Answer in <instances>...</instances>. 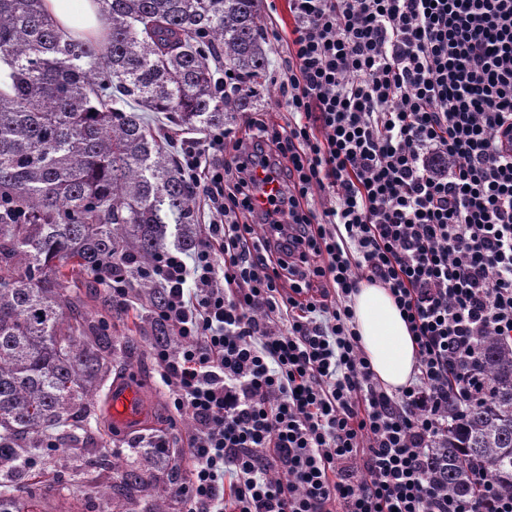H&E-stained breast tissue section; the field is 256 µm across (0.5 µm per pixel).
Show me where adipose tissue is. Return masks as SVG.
I'll return each instance as SVG.
<instances>
[{"mask_svg": "<svg viewBox=\"0 0 512 512\" xmlns=\"http://www.w3.org/2000/svg\"><path fill=\"white\" fill-rule=\"evenodd\" d=\"M61 32L97 30L102 21L96 0H43ZM360 344L378 380L387 389L404 386L417 365V347L388 290L363 283L353 298Z\"/></svg>", "mask_w": 512, "mask_h": 512, "instance_id": "obj_1", "label": "adipose tissue"}]
</instances>
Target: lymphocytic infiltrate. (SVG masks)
Segmentation results:
<instances>
[{"label": "lymphocytic infiltrate", "mask_w": 512, "mask_h": 512, "mask_svg": "<svg viewBox=\"0 0 512 512\" xmlns=\"http://www.w3.org/2000/svg\"><path fill=\"white\" fill-rule=\"evenodd\" d=\"M289 10L291 122L185 139L212 219L149 271L160 378L194 425L183 512H512L480 465L466 499L430 467L488 395L481 338L512 343V0ZM259 170L281 186L260 212ZM364 281L417 346L394 391L355 331Z\"/></svg>", "instance_id": "f902f5d3"}]
</instances>
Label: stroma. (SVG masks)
<instances>
[{
	"label": "stroma",
	"mask_w": 512,
	"mask_h": 512,
	"mask_svg": "<svg viewBox=\"0 0 512 512\" xmlns=\"http://www.w3.org/2000/svg\"><path fill=\"white\" fill-rule=\"evenodd\" d=\"M261 31L267 49L265 74L257 83L254 97L244 106L248 112L267 113L271 123L283 125L288 111L278 104V79L285 70L288 56V33L292 20L286 0H261ZM72 307L90 323L104 322L117 350L111 358L110 383H132L143 393V418L132 426H114L108 412L109 389H102L95 400L98 420L90 441L100 451L102 465L88 469L87 479L74 476L76 461L70 453H53L36 458L33 472L39 480L28 481V497L37 512H104L106 503L99 491L111 488L112 456H130L132 449L150 447L154 437L166 438L169 454L156 462L148 479L150 483L175 489L185 480L183 451L193 424L189 418L173 419L166 386L162 383L152 355V344L159 334L151 314L140 302L128 309L112 306V293L106 281L93 276L76 277L70 290Z\"/></svg>",
	"instance_id": "stroma-1"
}]
</instances>
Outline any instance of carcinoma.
Listing matches in <instances>:
<instances>
[{"instance_id":"obj_1","label":"carcinoma","mask_w":512,"mask_h":512,"mask_svg":"<svg viewBox=\"0 0 512 512\" xmlns=\"http://www.w3.org/2000/svg\"><path fill=\"white\" fill-rule=\"evenodd\" d=\"M104 27L64 37L42 0H0V512H23L17 475L77 438L105 385L112 336L66 316L69 273L101 275L122 256L146 267L168 221L193 238L195 195L150 127L162 112L190 130L244 106L213 92L209 60L250 81L265 72L257 0H96ZM492 391L437 444L431 469L471 497L483 462L512 497V346L482 341ZM132 494L134 461L112 462Z\"/></svg>"}]
</instances>
